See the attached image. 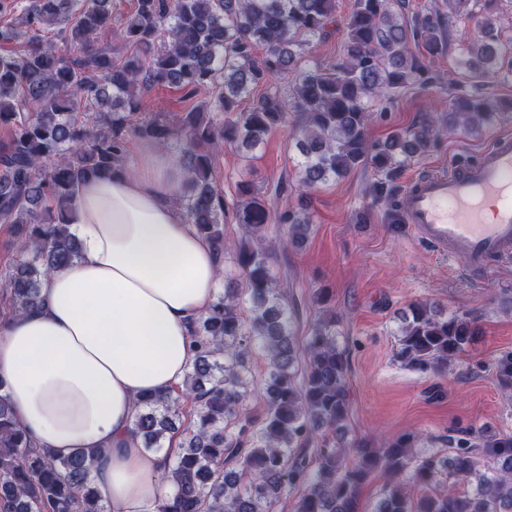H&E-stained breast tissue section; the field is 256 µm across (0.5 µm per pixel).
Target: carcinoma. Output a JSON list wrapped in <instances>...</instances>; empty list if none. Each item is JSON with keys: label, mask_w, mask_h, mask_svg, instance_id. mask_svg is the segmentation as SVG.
Segmentation results:
<instances>
[{"label": "carcinoma", "mask_w": 512, "mask_h": 512, "mask_svg": "<svg viewBox=\"0 0 512 512\" xmlns=\"http://www.w3.org/2000/svg\"><path fill=\"white\" fill-rule=\"evenodd\" d=\"M497 0H442L406 15V0H355L345 20L339 62L300 61L326 35L336 0H137L121 15L126 53L104 45L115 0H27L20 27L0 26V222L18 226L3 291L12 311L34 306L45 274L74 265L79 246L68 215L79 188L130 163L132 139L182 142L186 192L176 204L208 240L224 270V289L191 327L196 355L175 391L138 400L132 432L157 451L181 434L165 476L159 512H273L285 489L291 512H361L372 475L384 483L373 512H512V433L471 428L448 436V452L417 453L404 432L380 448L347 437L348 359L336 343V317L323 316L298 336L294 307L272 271L271 224L288 225L280 246H302L305 211L274 210L271 197L238 182L235 215L245 233L225 243L227 201L214 178L224 144L258 149L287 125L311 191L369 163L379 175L375 200H389L399 171L434 143L437 128L472 132L495 110L479 94L457 95L448 113L395 131L382 144L366 138L372 103L427 83L429 64L448 47L454 15L476 18L458 66L473 78L512 77V44L498 35ZM52 32L61 46L44 40ZM167 86L204 105L176 122L148 110L146 95ZM263 86L247 110L242 100ZM475 336L466 311L441 315L417 303L397 330L395 358L423 374L448 370ZM262 350L256 381L250 355ZM512 390V353L491 366ZM260 386L264 415L246 401ZM0 380V512H108L93 480L94 457L56 458L34 447L17 424Z\"/></svg>", "instance_id": "obj_1"}]
</instances>
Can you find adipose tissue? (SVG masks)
<instances>
[{"mask_svg":"<svg viewBox=\"0 0 512 512\" xmlns=\"http://www.w3.org/2000/svg\"><path fill=\"white\" fill-rule=\"evenodd\" d=\"M184 179L178 156L143 140L131 167L85 182L70 215L79 260L0 321L17 422L52 455L93 454L112 512H158L168 459L133 436L135 405L182 384L190 328L221 286L211 246L174 204Z\"/></svg>","mask_w":512,"mask_h":512,"instance_id":"obj_1","label":"adipose tissue"}]
</instances>
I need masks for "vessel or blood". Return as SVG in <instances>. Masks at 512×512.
I'll list each match as a JSON object with an SVG mask.
<instances>
[{"label":"vessel or blood","instance_id":"obj_1","mask_svg":"<svg viewBox=\"0 0 512 512\" xmlns=\"http://www.w3.org/2000/svg\"><path fill=\"white\" fill-rule=\"evenodd\" d=\"M403 220L418 241L490 274L492 260L512 251V137L496 136L473 163L416 177Z\"/></svg>","mask_w":512,"mask_h":512}]
</instances>
